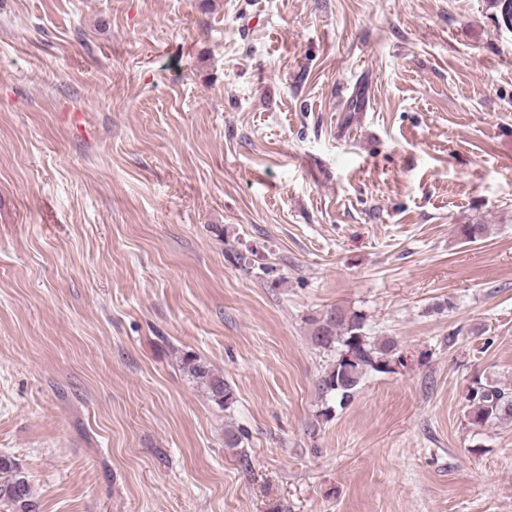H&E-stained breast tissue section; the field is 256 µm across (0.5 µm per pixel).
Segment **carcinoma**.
<instances>
[{
    "mask_svg": "<svg viewBox=\"0 0 512 512\" xmlns=\"http://www.w3.org/2000/svg\"><path fill=\"white\" fill-rule=\"evenodd\" d=\"M487 224H462L461 239L475 242L488 232ZM366 317L358 311L332 308L321 319L312 321V344L333 353L318 378L317 391L322 400L318 417L333 418L336 407H344L358 394L364 376L374 371L390 373L403 365L398 342L392 337L373 338L366 333ZM181 371L190 382L208 394L217 406L227 410L235 402V392L224 375L216 372L198 354L185 352ZM469 426L481 428L500 422L512 423V389L495 379H479L467 389ZM5 512H39L38 502L28 477L20 464L9 455L0 454V508Z\"/></svg>",
    "mask_w": 512,
    "mask_h": 512,
    "instance_id": "cac0c4a2",
    "label": "carcinoma"
}]
</instances>
